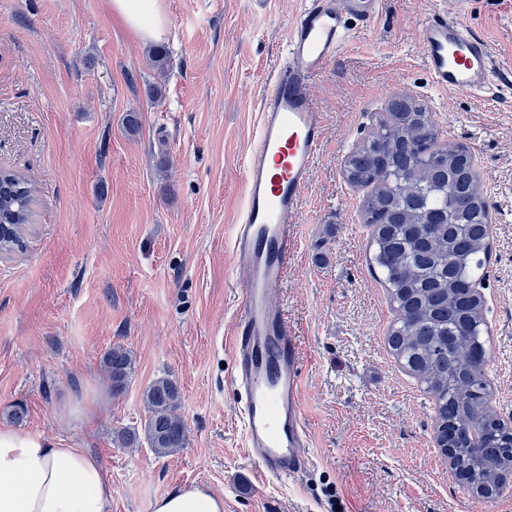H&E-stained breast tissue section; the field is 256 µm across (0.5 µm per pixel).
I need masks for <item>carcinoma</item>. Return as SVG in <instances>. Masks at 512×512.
I'll return each mask as SVG.
<instances>
[{"label": "carcinoma", "mask_w": 512, "mask_h": 512, "mask_svg": "<svg viewBox=\"0 0 512 512\" xmlns=\"http://www.w3.org/2000/svg\"><path fill=\"white\" fill-rule=\"evenodd\" d=\"M345 175L352 185L371 188L365 199L370 264L397 312L389 345L434 398L440 450L451 451L461 480L492 497L512 473V427L489 404L484 301L470 288L491 246L489 207L468 150L438 142L426 107L406 96L392 104L381 133L349 156ZM32 201L24 177L0 173V225H12V234L0 237L4 252L18 246ZM103 365L112 392L125 390L130 353L114 347ZM143 400L150 448L167 456L185 447L177 385L159 379Z\"/></svg>", "instance_id": "carcinoma-1"}]
</instances>
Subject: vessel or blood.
<instances>
[{"label":"vessel or blood","mask_w":512,"mask_h":512,"mask_svg":"<svg viewBox=\"0 0 512 512\" xmlns=\"http://www.w3.org/2000/svg\"><path fill=\"white\" fill-rule=\"evenodd\" d=\"M378 4L307 0L261 100L256 143L244 165V204L229 241L245 272L231 341V382L240 396L244 446L265 476L280 481L310 464L299 350L278 291L295 253L300 196L323 137V114L310 84L348 42L349 11L367 22ZM420 43L437 87L466 92L486 87L494 60L481 36L438 14L422 26Z\"/></svg>","instance_id":"obj_1"}]
</instances>
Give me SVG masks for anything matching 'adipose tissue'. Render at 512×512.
I'll return each instance as SVG.
<instances>
[{"label": "adipose tissue", "mask_w": 512, "mask_h": 512, "mask_svg": "<svg viewBox=\"0 0 512 512\" xmlns=\"http://www.w3.org/2000/svg\"><path fill=\"white\" fill-rule=\"evenodd\" d=\"M139 37L159 38L163 0H111ZM153 512H224V501L199 485L158 498ZM0 512H112V480L101 461L40 435L0 429Z\"/></svg>", "instance_id": "adipose-tissue-1"}]
</instances>
